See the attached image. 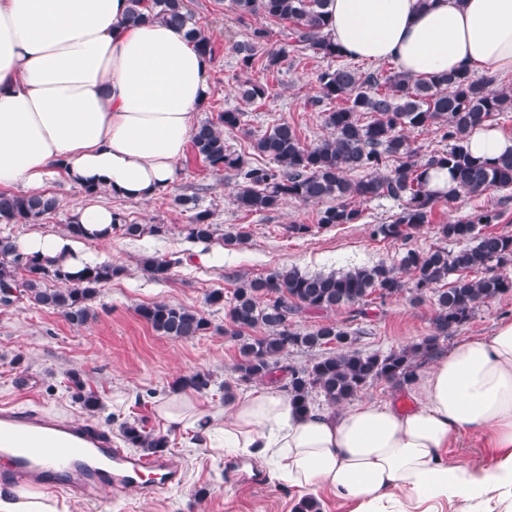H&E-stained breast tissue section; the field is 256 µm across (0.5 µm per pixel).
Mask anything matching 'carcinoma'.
Returning <instances> with one entry per match:
<instances>
[{
    "label": "carcinoma",
    "instance_id": "1",
    "mask_svg": "<svg viewBox=\"0 0 512 512\" xmlns=\"http://www.w3.org/2000/svg\"><path fill=\"white\" fill-rule=\"evenodd\" d=\"M131 18L143 17L141 9L184 32L205 55L213 56L207 36L192 22L186 0H131ZM327 0H229L230 8L243 19L263 15L269 19L295 23V43L310 48L324 58H341L325 34ZM264 27L250 29L246 39L233 46L240 69L271 70L286 52L270 46ZM319 101L336 104L325 114L331 135L307 144L295 124L282 120L252 140L253 154L265 161L252 166L224 143V132L242 126L244 113L227 109L217 121L204 120L194 129L190 144L193 153L216 171H234L239 179L235 194L238 208L249 214L264 213L288 199L326 203L318 213L319 227L356 224L363 210L356 202L385 197L402 203L401 212L389 224H376L372 235L406 240L430 223L436 202L455 200L462 195H480L492 189H512V152L487 163L473 158L465 143L476 128L512 107V92L492 88L489 79L468 74L442 75L433 80H414L391 68L386 72L362 75L341 62L318 77ZM243 100L260 103L270 93L268 83L247 79L239 86ZM434 128L448 149L425 159L406 131ZM448 167L458 191L451 196L432 195L427 189V170L435 165ZM58 208L49 194L19 195L0 191V221L5 224H34ZM500 212L483 208L465 217L439 225L438 232L451 242L468 245L448 251L436 248L426 253L407 250L396 266L384 263L363 266L342 273L309 275L295 268L255 278L234 289L229 301L224 291L214 289L206 296L211 307L228 308L231 330L242 340L243 359L236 366L237 384L274 381L282 372L295 409L314 410V397L321 396L332 406L354 400L378 380L395 385L409 383L417 376L418 361L431 357L440 338L472 318L478 304L512 290V235L484 232L497 224ZM112 229L131 238L144 233L140 224L127 223L113 213ZM217 232L211 213L198 211L187 225V239L209 242ZM151 278L165 282L171 277L172 260L164 255L144 259ZM411 273V287L399 271ZM122 268L111 263L85 266L72 275L62 267L29 257L18 250L15 240L0 236V301L11 302L12 293L30 304L52 309L68 321L83 324L92 317L91 300L100 287L120 275ZM482 276H476V273ZM56 282L52 288L48 281ZM409 292L412 303L430 300L434 307V333L421 341L387 352L364 353L353 347L351 333L332 322L301 333L291 328L294 316L306 311H330L359 305L368 298L385 300ZM139 317L156 333L188 340L203 336L211 328L205 313L181 305L154 303L138 308ZM264 329L263 334L245 332ZM307 351L329 348L306 367L282 366L280 359L291 348ZM73 397L90 415L102 410L100 395L86 386L80 374L69 375ZM212 376L194 372L177 378L172 387L202 392L211 386ZM126 442L157 455L168 448L167 439L136 421L124 424Z\"/></svg>",
    "mask_w": 512,
    "mask_h": 512
}]
</instances>
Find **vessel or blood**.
I'll list each match as a JSON object with an SVG mask.
<instances>
[{"mask_svg":"<svg viewBox=\"0 0 512 512\" xmlns=\"http://www.w3.org/2000/svg\"><path fill=\"white\" fill-rule=\"evenodd\" d=\"M0 455L9 460L5 480L27 489L59 485L72 496L101 486L158 494L182 479L174 458L133 454L92 424L9 402L0 403Z\"/></svg>","mask_w":512,"mask_h":512,"instance_id":"obj_1","label":"vessel or blood"}]
</instances>
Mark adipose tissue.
Here are the masks:
<instances>
[{"label": "adipose tissue", "instance_id": "obj_1", "mask_svg": "<svg viewBox=\"0 0 512 512\" xmlns=\"http://www.w3.org/2000/svg\"><path fill=\"white\" fill-rule=\"evenodd\" d=\"M129 0H0V186L41 193L50 172L114 197L169 188L208 97L211 61L181 31L131 22ZM342 55L393 61L412 78L512 72V0H327ZM19 250L68 272L88 258L70 233H33ZM408 409L360 400L298 414L262 385L224 405V454L251 452L297 489L325 488L360 512H493L512 497V319L440 355L411 382ZM172 429L205 411L185 392L157 408ZM483 438L491 462L445 464L448 446Z\"/></svg>", "mask_w": 512, "mask_h": 512}]
</instances>
